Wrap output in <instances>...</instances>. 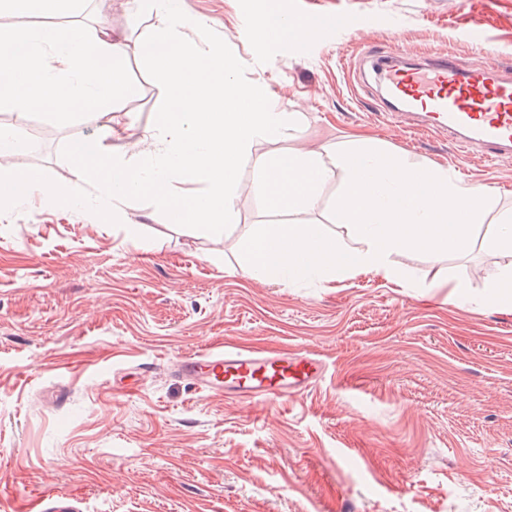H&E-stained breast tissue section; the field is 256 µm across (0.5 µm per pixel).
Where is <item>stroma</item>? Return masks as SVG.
<instances>
[{
	"label": "stroma",
	"mask_w": 512,
	"mask_h": 512,
	"mask_svg": "<svg viewBox=\"0 0 512 512\" xmlns=\"http://www.w3.org/2000/svg\"><path fill=\"white\" fill-rule=\"evenodd\" d=\"M348 11L355 28L315 43H255L248 15ZM278 108L293 137L256 142L330 161L369 137L414 165L439 164L512 206V161L465 154L447 136L384 116L364 56L408 48L477 66H512V0H185ZM125 32L138 93L112 114L19 112L0 124L28 141L7 168L71 178L60 151L111 126L131 153L163 97L144 71L125 0H83ZM479 27L482 41L471 40ZM342 176L332 170L307 219L329 235ZM120 225L35 200L0 212V512H38L65 493L82 512H512V310L481 304L502 264L478 226L469 249L394 255L406 288L337 277L327 287L242 271L245 230L288 221L257 193L234 202L220 234L172 224L153 204H121ZM459 296H452V289ZM307 351L327 367L299 396L238 401L172 376L178 356L219 346Z\"/></svg>",
	"instance_id": "stroma-1"
}]
</instances>
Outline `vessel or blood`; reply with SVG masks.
Instances as JSON below:
<instances>
[{
    "mask_svg": "<svg viewBox=\"0 0 512 512\" xmlns=\"http://www.w3.org/2000/svg\"><path fill=\"white\" fill-rule=\"evenodd\" d=\"M353 26L349 13L314 10L301 19L297 37L313 42L323 32ZM372 67L398 120L447 134L459 148L488 161L512 159L511 67L491 58L472 68L444 54L416 64L404 48L379 57ZM170 368L197 390L235 400L300 394L324 373L322 361L308 352L231 346L178 358Z\"/></svg>",
    "mask_w": 512,
    "mask_h": 512,
    "instance_id": "vessel-or-blood-1",
    "label": "vessel or blood"
}]
</instances>
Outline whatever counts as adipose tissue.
<instances>
[{"instance_id":"1","label":"adipose tissue","mask_w":512,"mask_h":512,"mask_svg":"<svg viewBox=\"0 0 512 512\" xmlns=\"http://www.w3.org/2000/svg\"><path fill=\"white\" fill-rule=\"evenodd\" d=\"M79 0H0V102L18 110L50 105L52 110L120 111L127 91L123 34L106 21L58 29L54 15L76 10ZM489 246L503 257L488 278L485 303L512 308V210L497 211Z\"/></svg>"}]
</instances>
